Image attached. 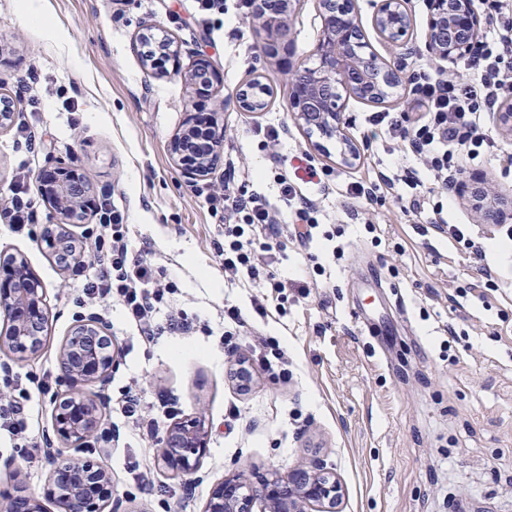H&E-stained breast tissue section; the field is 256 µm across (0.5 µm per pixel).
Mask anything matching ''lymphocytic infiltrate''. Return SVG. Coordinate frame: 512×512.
<instances>
[{
	"label": "lymphocytic infiltrate",
	"instance_id": "f902f5d3",
	"mask_svg": "<svg viewBox=\"0 0 512 512\" xmlns=\"http://www.w3.org/2000/svg\"><path fill=\"white\" fill-rule=\"evenodd\" d=\"M478 8L494 18V36L477 42L464 67L469 79L461 83L445 77H419L413 89L426 108L423 120L413 128H403L390 120L389 128L397 139L414 150L448 141L451 148L433 157L431 169L442 174L462 166L488 139L482 119L494 111L506 92L512 90V15L505 0H477ZM224 243L217 256L228 281L240 275H259L262 267L273 263L272 242L280 235L272 209L259 194L226 188ZM98 224L87 228L88 272L79 285V306H93L118 300L129 321L139 328L144 342H153L155 319L171 286L161 283L151 264L134 254L128 244L129 227L107 201L97 206ZM0 382L13 394L0 405V430L24 439L29 429L31 394L54 395L59 381L51 375L38 376L5 370Z\"/></svg>",
	"mask_w": 512,
	"mask_h": 512
}]
</instances>
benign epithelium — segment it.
Returning <instances> with one entry per match:
<instances>
[{
  "mask_svg": "<svg viewBox=\"0 0 512 512\" xmlns=\"http://www.w3.org/2000/svg\"><path fill=\"white\" fill-rule=\"evenodd\" d=\"M268 15L259 11L262 26L272 42L279 36L289 11ZM323 21L316 46L317 64L288 71V107L303 127L316 128L322 137L336 140L340 164L349 167L360 158L359 149L342 134L343 112L349 99L384 104L390 91L402 83L401 71L369 47L354 0H319ZM425 48L428 54L450 63L468 54L478 38L480 18L474 0H427ZM371 25L377 36L392 48L412 50V15L406 0H380ZM178 57V49L166 41L163 55L144 57L152 71L162 68L167 56ZM215 71L204 59L189 74L191 86L199 91L213 85ZM224 125L216 113L191 112L173 139V155L187 178L207 176L220 160ZM46 196L61 220H78L90 205V183L74 168L58 167L42 175ZM487 194H473L474 207L482 220L497 224L504 220L499 207L486 202ZM44 242L52 254L68 255L76 245L65 230L51 232ZM0 317L7 325L6 342L18 358L38 352L47 309L43 289L15 255L0 260ZM59 369L71 389L56 405L52 428L67 448H80L94 435L99 424V388L111 377L117 353L112 337L92 318L75 321L59 351ZM237 388L246 390L253 383V372L244 359L230 369ZM211 427L194 417L167 428L163 437V464L173 473L194 475L206 455ZM44 494L56 502L57 512H105L112 505V481L95 462L60 455L53 462ZM341 486L326 468H299L288 477L260 476L251 479L229 473L209 494L202 512H338ZM5 512H42L34 495L17 494L7 500Z\"/></svg>",
  "mask_w": 512,
  "mask_h": 512,
  "instance_id": "benign-epithelium-1",
  "label": "benign epithelium"
}]
</instances>
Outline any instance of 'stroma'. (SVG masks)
<instances>
[{
    "mask_svg": "<svg viewBox=\"0 0 512 512\" xmlns=\"http://www.w3.org/2000/svg\"><path fill=\"white\" fill-rule=\"evenodd\" d=\"M17 0H0V99L16 104L43 145L27 151L16 127L0 130V210L13 188L25 187L37 202L39 227L55 218L38 175L65 163L83 172L94 196L111 195L112 207L130 226L133 246L149 242L147 255L158 279L173 282L157 314L163 332L142 341L119 302L99 309L119 364L100 392L101 425L116 423L111 446L90 439L78 456L98 462L112 479L113 512H202L210 489L236 471L281 477L322 463L340 480V512H512V254L504 224L479 220L470 191L490 188L501 208L512 207V135L494 114L484 130L495 142L468 160L467 190L446 197L422 192L408 211L401 175L428 181L419 157L393 140L390 113L410 127L425 111L402 84L389 103L349 100L345 133L360 150L350 169L314 149L317 134L299 126L288 110V68L310 65L322 34L318 0H292L277 52L255 14L224 0V15L200 23L192 0H46L57 29L39 34L19 25ZM417 52L397 56L403 75L462 74L460 64L440 65L424 51L425 0H408ZM175 42L178 72L157 76L142 63L136 39L144 29ZM218 74L210 95L187 81L199 56ZM257 79L271 95L258 112L240 110L235 94ZM191 112H215L224 124L221 159L213 173L189 180L176 165L171 139ZM274 126L280 139L265 146L256 130ZM314 165L318 180L304 192L319 206L310 243L288 233L291 215L280 198V170L304 176ZM394 177L377 202L349 198V182ZM258 191L278 210L283 232L275 273L297 280L270 300L267 315L252 308L263 282L228 285L216 253L222 212L213 196L225 182ZM461 225L458 242L437 230L436 216ZM485 247L496 285L484 294L465 287L481 275L476 247ZM0 253L24 258L44 290L47 331L39 351L18 360L0 350V362L19 372L58 374L62 341L75 321L77 280L60 267L40 236L10 232L0 219ZM308 284L300 293L299 284ZM238 308L243 324L232 323ZM382 326L371 336L355 320ZM189 332L168 331L171 318ZM278 343L288 358L287 376L262 369L263 340ZM249 361L255 382L241 391L229 380L237 359ZM140 389L138 423L111 413L108 400ZM201 416L212 426L199 472L184 479L166 469L162 429ZM159 423L160 433L142 429ZM46 449L22 448L0 436V498L17 482L41 495L43 512H57L44 498L50 466ZM151 468V483L135 488V467Z\"/></svg>",
    "mask_w": 512,
    "mask_h": 512,
    "instance_id": "1",
    "label": "stroma"
}]
</instances>
